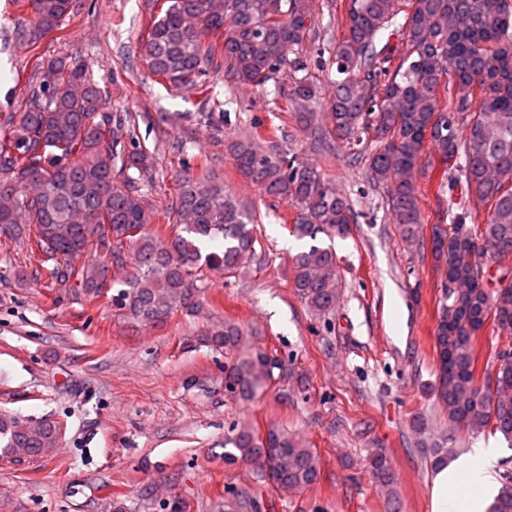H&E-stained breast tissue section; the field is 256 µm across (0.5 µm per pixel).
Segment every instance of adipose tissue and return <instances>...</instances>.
<instances>
[{"instance_id": "obj_1", "label": "adipose tissue", "mask_w": 512, "mask_h": 512, "mask_svg": "<svg viewBox=\"0 0 512 512\" xmlns=\"http://www.w3.org/2000/svg\"><path fill=\"white\" fill-rule=\"evenodd\" d=\"M499 453L491 444L478 443L453 465L440 469L432 489V512H485L500 489Z\"/></svg>"}]
</instances>
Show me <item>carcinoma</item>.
Wrapping results in <instances>:
<instances>
[{"instance_id": "1", "label": "carcinoma", "mask_w": 512, "mask_h": 512, "mask_svg": "<svg viewBox=\"0 0 512 512\" xmlns=\"http://www.w3.org/2000/svg\"><path fill=\"white\" fill-rule=\"evenodd\" d=\"M28 24L18 37L33 44L62 29L80 0H26ZM139 41L142 64L156 82L189 89L218 69L234 84L261 87L287 64L305 75L282 99L305 130H318L312 105L318 86L287 51L314 36L312 0H163ZM344 33L329 59L339 79L329 102L328 132L341 140L374 135L371 178L390 186V210L405 242L424 245L415 173L426 142L469 196L488 208L474 227L462 205L448 203L450 227L432 228V252L445 261L448 283L435 330L438 374L434 391L448 420L471 432L493 430L512 440V348L495 350V371L476 382L478 341L487 323L512 333V279L493 287L484 255L512 258V0H348ZM396 37L385 42L378 35ZM18 112L0 134V236L34 235L56 277L99 293L109 273L123 289L112 304L120 315L163 324L195 307V292L209 272L234 274L254 259L259 243L254 217L224 183L204 172L177 179L163 208L152 204L155 154L126 147L124 119L109 112L107 95L90 61L41 64ZM240 173L295 210L291 233L299 240L345 236L355 223L350 200L320 170L298 156L274 155L245 137L231 145ZM458 212H453V209ZM180 228L172 238L146 229L155 215ZM224 238V251L201 255L198 242ZM93 249L98 264L74 260ZM292 286L314 312L336 309V253L312 244L292 257ZM243 332L234 322L206 333L224 350L225 390L244 402L266 392L282 361L259 348L240 352ZM58 422L28 424L0 414V455L16 461L46 456L57 447ZM254 463L276 490L299 493L315 484V449L292 435L244 424L224 439V463ZM373 478L388 485L387 457L371 460ZM265 489H227L224 512H271ZM487 512H512V476Z\"/></svg>"}]
</instances>
